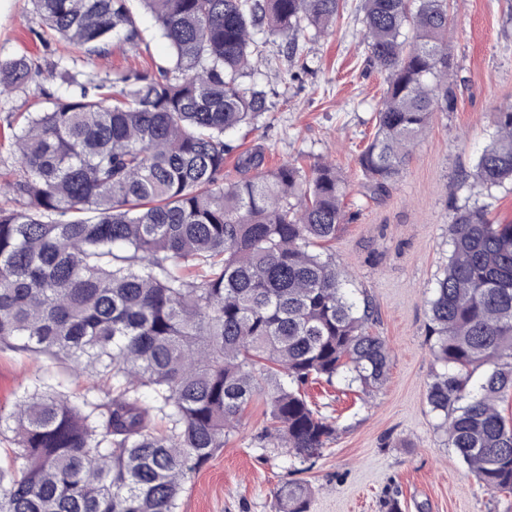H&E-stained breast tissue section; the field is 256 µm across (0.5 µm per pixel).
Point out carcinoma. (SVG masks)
<instances>
[{
	"label": "carcinoma",
	"mask_w": 512,
	"mask_h": 512,
	"mask_svg": "<svg viewBox=\"0 0 512 512\" xmlns=\"http://www.w3.org/2000/svg\"><path fill=\"white\" fill-rule=\"evenodd\" d=\"M130 0H33L45 28L88 60L142 42ZM172 49L155 73L104 76L56 65L41 112L0 130L19 167L0 204V342L83 364L111 384L98 400L36 383L0 435V512H175L184 483L258 397L259 440L290 458L336 435L304 387L340 377L365 391L388 373L377 310L347 287L330 253L347 182L332 164L264 170L257 152L224 179L231 134L268 111L247 87L260 32L301 57L308 28L331 27L340 0H139ZM366 62L386 75L376 131L358 163L371 195L401 177L434 113L454 104L450 0H362ZM26 55L0 60V94L41 77ZM473 183L512 182V104L495 112ZM451 255L429 302L440 371L427 391L481 485L512 491V224L457 210ZM487 367L480 382L472 371ZM153 404L141 405V391ZM274 512H310L288 480Z\"/></svg>",
	"instance_id": "1"
}]
</instances>
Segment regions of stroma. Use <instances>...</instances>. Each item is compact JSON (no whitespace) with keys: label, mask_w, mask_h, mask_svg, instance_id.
<instances>
[{"label":"stroma","mask_w":512,"mask_h":512,"mask_svg":"<svg viewBox=\"0 0 512 512\" xmlns=\"http://www.w3.org/2000/svg\"><path fill=\"white\" fill-rule=\"evenodd\" d=\"M451 11L454 105L434 114L400 180L375 199L358 156L375 131L385 76L366 63L360 0H342L336 24L306 42L301 62L288 60L281 40H269L245 79L265 92L269 110L236 133L242 150L262 152L269 168L331 162L347 179L346 222L331 251L350 287L372 297L375 331L390 351L388 379L373 396L340 379L306 388L336 423L333 442L303 465L315 491L310 512H389L394 501L401 512H512V494L481 486L449 448L427 402L438 368L427 338L428 302L448 263V226L465 206L486 207L494 223L512 224L511 184L486 190L465 178L494 133V112L512 103V0H454ZM134 13L143 42L112 44L89 69L150 72L168 63L170 48L150 15L139 7ZM24 53L44 75L0 97V125L44 108L57 87L49 72L70 54L47 33L31 0H0V59ZM0 374L13 383L2 416L35 382L63 385L73 396L94 382L74 365L6 347ZM264 410L260 401L248 407L235 434L184 484L177 512H273V491L296 466L262 447Z\"/></svg>","instance_id":"obj_1"}]
</instances>
